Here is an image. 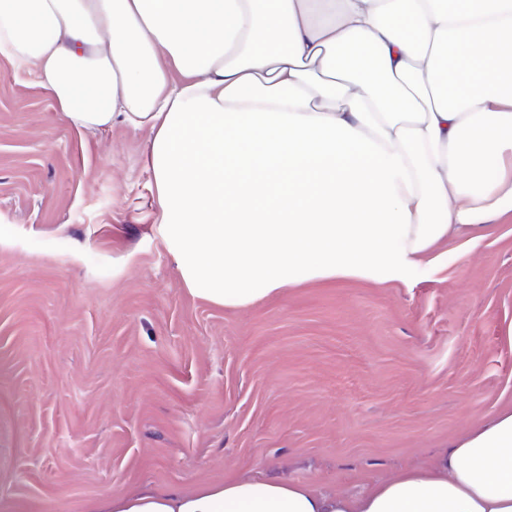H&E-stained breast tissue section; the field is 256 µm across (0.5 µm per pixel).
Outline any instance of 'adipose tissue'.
<instances>
[{
	"label": "adipose tissue",
	"mask_w": 512,
	"mask_h": 512,
	"mask_svg": "<svg viewBox=\"0 0 512 512\" xmlns=\"http://www.w3.org/2000/svg\"><path fill=\"white\" fill-rule=\"evenodd\" d=\"M0 50L79 133L148 130L151 233L211 305L512 222V0H0ZM93 512H512V408L355 495L228 474Z\"/></svg>",
	"instance_id": "obj_1"
}]
</instances>
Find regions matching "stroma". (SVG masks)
I'll return each instance as SVG.
<instances>
[{"mask_svg":"<svg viewBox=\"0 0 512 512\" xmlns=\"http://www.w3.org/2000/svg\"><path fill=\"white\" fill-rule=\"evenodd\" d=\"M147 135L61 118L0 55V503L87 512L141 486L262 473L354 494L512 407V223L406 282L247 308L187 293L150 236Z\"/></svg>","mask_w":512,"mask_h":512,"instance_id":"35a3bbf8","label":"stroma"}]
</instances>
